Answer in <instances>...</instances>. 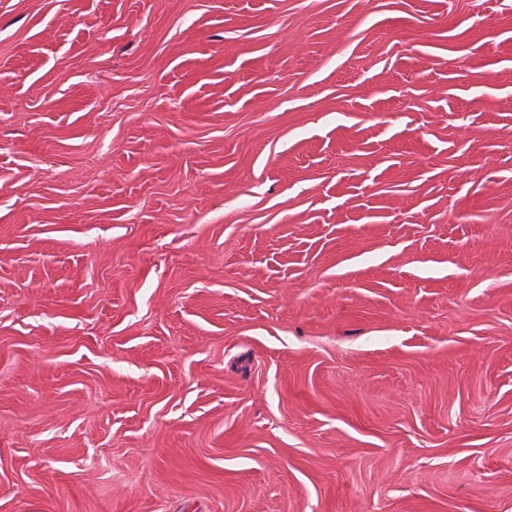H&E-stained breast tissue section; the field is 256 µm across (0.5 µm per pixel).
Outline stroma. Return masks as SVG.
Returning a JSON list of instances; mask_svg holds the SVG:
<instances>
[{
	"instance_id": "35a3bbf8",
	"label": "stroma",
	"mask_w": 512,
	"mask_h": 512,
	"mask_svg": "<svg viewBox=\"0 0 512 512\" xmlns=\"http://www.w3.org/2000/svg\"><path fill=\"white\" fill-rule=\"evenodd\" d=\"M0 512H512V0H0Z\"/></svg>"
}]
</instances>
